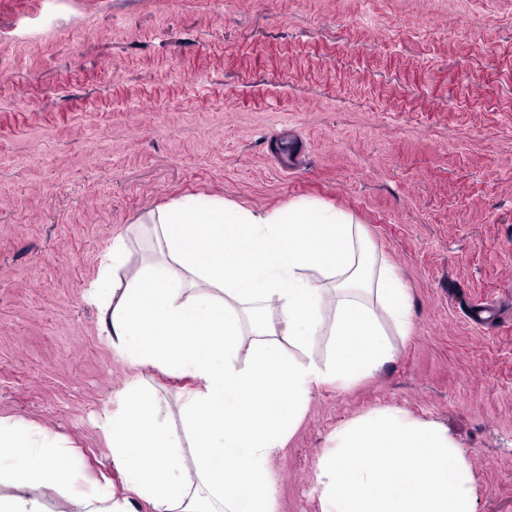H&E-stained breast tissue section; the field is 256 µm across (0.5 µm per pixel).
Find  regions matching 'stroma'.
<instances>
[{
  "instance_id": "1",
  "label": "stroma",
  "mask_w": 512,
  "mask_h": 512,
  "mask_svg": "<svg viewBox=\"0 0 512 512\" xmlns=\"http://www.w3.org/2000/svg\"><path fill=\"white\" fill-rule=\"evenodd\" d=\"M0 46V416L123 493L96 421L137 371L84 298L113 238L184 195L313 198L396 265L412 327L312 393L277 512H321L331 435L388 406L465 450L475 512H512V0H0ZM137 373L179 427L191 380Z\"/></svg>"
}]
</instances>
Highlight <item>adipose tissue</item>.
Returning <instances> with one entry per match:
<instances>
[{
  "label": "adipose tissue",
  "mask_w": 512,
  "mask_h": 512,
  "mask_svg": "<svg viewBox=\"0 0 512 512\" xmlns=\"http://www.w3.org/2000/svg\"><path fill=\"white\" fill-rule=\"evenodd\" d=\"M154 238L161 259L130 266L128 237ZM118 357L194 380L180 398L182 433L161 399L131 378L101 430L126 493L64 468L71 453L50 429L0 416V512H276L271 464L309 395L344 389L395 356L411 303L397 269L346 212L312 200L255 211L186 196L113 239L86 289ZM251 358L241 362L242 339ZM191 455V469L179 464Z\"/></svg>",
  "instance_id": "adipose-tissue-1"
}]
</instances>
